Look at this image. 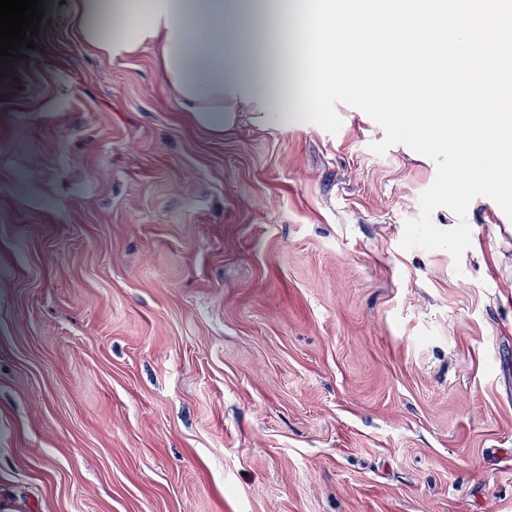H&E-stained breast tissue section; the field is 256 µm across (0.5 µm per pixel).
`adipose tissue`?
<instances>
[{
	"label": "adipose tissue",
	"instance_id": "ef3b65f1",
	"mask_svg": "<svg viewBox=\"0 0 512 512\" xmlns=\"http://www.w3.org/2000/svg\"><path fill=\"white\" fill-rule=\"evenodd\" d=\"M84 44L116 59L151 46L178 111L197 128L223 133L238 107L259 103L288 123L298 109L317 110L332 82H314L296 67L302 38L293 32L284 63L274 65L253 50L265 16L257 0H70ZM119 34L107 31L109 21Z\"/></svg>",
	"mask_w": 512,
	"mask_h": 512
}]
</instances>
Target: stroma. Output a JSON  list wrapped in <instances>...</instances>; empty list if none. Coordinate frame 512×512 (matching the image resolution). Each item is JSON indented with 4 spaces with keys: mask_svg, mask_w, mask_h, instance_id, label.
<instances>
[{
    "mask_svg": "<svg viewBox=\"0 0 512 512\" xmlns=\"http://www.w3.org/2000/svg\"><path fill=\"white\" fill-rule=\"evenodd\" d=\"M0 75V512H512V220L403 250L436 174L194 128L68 14Z\"/></svg>",
    "mask_w": 512,
    "mask_h": 512,
    "instance_id": "stroma-1",
    "label": "stroma"
}]
</instances>
